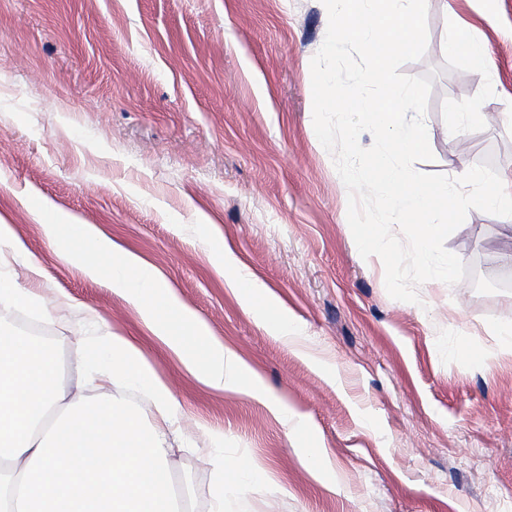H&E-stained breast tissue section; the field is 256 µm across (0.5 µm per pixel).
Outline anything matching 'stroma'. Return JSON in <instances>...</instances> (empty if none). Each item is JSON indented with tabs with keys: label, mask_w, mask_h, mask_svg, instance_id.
Instances as JSON below:
<instances>
[{
	"label": "stroma",
	"mask_w": 512,
	"mask_h": 512,
	"mask_svg": "<svg viewBox=\"0 0 512 512\" xmlns=\"http://www.w3.org/2000/svg\"><path fill=\"white\" fill-rule=\"evenodd\" d=\"M493 13L497 27L482 16ZM467 23L486 58L446 49ZM322 0H0V217L44 270L18 287L54 308L37 327L65 362L83 338L133 337L179 404L171 459L185 512H209L204 449L266 473L226 512H512V353L493 326L512 316L503 217L470 210L445 242L459 283L391 298L385 268L362 258L348 192L315 134L312 57ZM421 173L461 176L488 155L512 168V0H430ZM474 119L464 143L451 107ZM37 196L142 256L215 336L258 374L255 397L206 387L144 328L137 308L59 258L27 208ZM298 322L276 336L217 270L215 238ZM297 413L286 421L268 403ZM325 449L330 484L305 462Z\"/></svg>",
	"instance_id": "1"
}]
</instances>
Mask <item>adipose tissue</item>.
<instances>
[{"label": "adipose tissue", "mask_w": 512, "mask_h": 512, "mask_svg": "<svg viewBox=\"0 0 512 512\" xmlns=\"http://www.w3.org/2000/svg\"><path fill=\"white\" fill-rule=\"evenodd\" d=\"M228 286L274 333L296 334L249 275ZM16 311L49 308L0 270V323ZM75 359L67 384L49 345L0 334V512H182L169 467L179 406L167 382L135 339L114 332L79 341ZM97 381L144 394L159 425L145 427L125 398L88 395Z\"/></svg>", "instance_id": "1"}]
</instances>
